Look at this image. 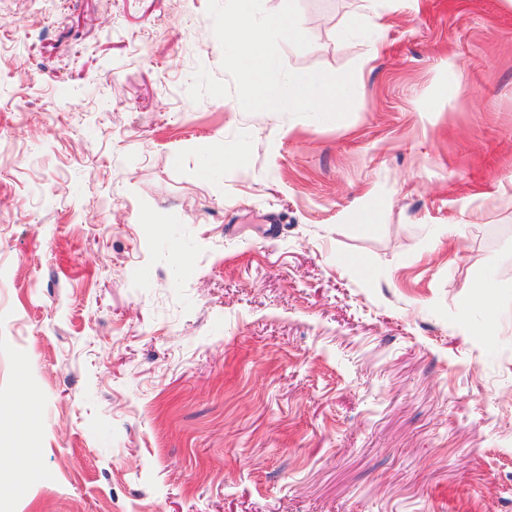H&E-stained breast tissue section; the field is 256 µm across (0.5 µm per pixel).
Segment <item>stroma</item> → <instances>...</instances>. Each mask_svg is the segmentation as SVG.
I'll list each match as a JSON object with an SVG mask.
<instances>
[{
	"instance_id": "35a3bbf8",
	"label": "stroma",
	"mask_w": 512,
	"mask_h": 512,
	"mask_svg": "<svg viewBox=\"0 0 512 512\" xmlns=\"http://www.w3.org/2000/svg\"><path fill=\"white\" fill-rule=\"evenodd\" d=\"M207 5L0 0V512H512V6L298 0L322 122Z\"/></svg>"
}]
</instances>
